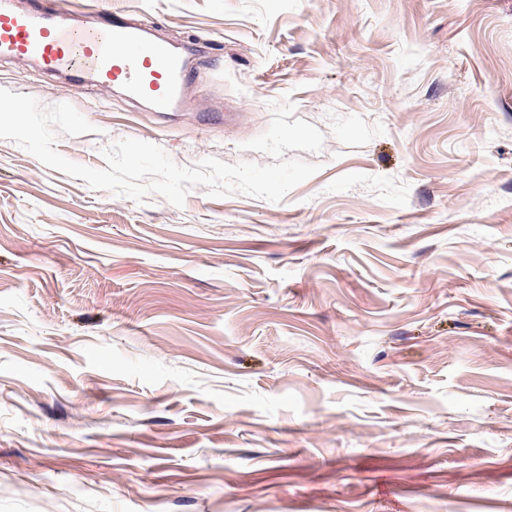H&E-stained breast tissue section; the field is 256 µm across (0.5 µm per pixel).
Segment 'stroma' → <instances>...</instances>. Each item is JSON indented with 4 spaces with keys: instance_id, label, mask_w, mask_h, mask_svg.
Masks as SVG:
<instances>
[{
    "instance_id": "35a3bbf8",
    "label": "stroma",
    "mask_w": 512,
    "mask_h": 512,
    "mask_svg": "<svg viewBox=\"0 0 512 512\" xmlns=\"http://www.w3.org/2000/svg\"><path fill=\"white\" fill-rule=\"evenodd\" d=\"M108 2L201 79L0 61L92 125L58 153L267 164L288 101L320 169L178 208L0 139V512H512V0Z\"/></svg>"
}]
</instances>
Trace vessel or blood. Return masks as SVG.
Returning a JSON list of instances; mask_svg holds the SVG:
<instances>
[{
	"label": "vessel or blood",
	"mask_w": 512,
	"mask_h": 512,
	"mask_svg": "<svg viewBox=\"0 0 512 512\" xmlns=\"http://www.w3.org/2000/svg\"><path fill=\"white\" fill-rule=\"evenodd\" d=\"M94 12L96 23L84 25L63 0H36L25 10L0 0V56L32 60L74 88L89 81L122 86L163 114L184 106L193 69L164 40L147 37L143 25L113 16L106 0H95Z\"/></svg>",
	"instance_id": "b4317fda"
}]
</instances>
